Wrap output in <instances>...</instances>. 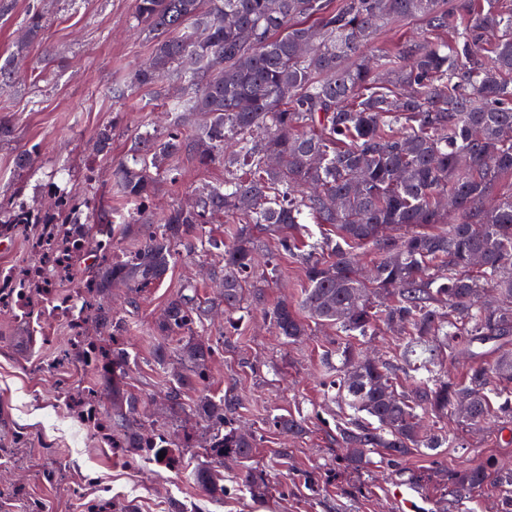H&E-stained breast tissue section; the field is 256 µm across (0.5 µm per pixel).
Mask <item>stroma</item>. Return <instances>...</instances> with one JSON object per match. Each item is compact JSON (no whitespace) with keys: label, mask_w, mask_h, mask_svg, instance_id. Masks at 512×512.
<instances>
[{"label":"stroma","mask_w":512,"mask_h":512,"mask_svg":"<svg viewBox=\"0 0 512 512\" xmlns=\"http://www.w3.org/2000/svg\"><path fill=\"white\" fill-rule=\"evenodd\" d=\"M135 0H0V63L22 53L19 76L0 83V117L11 120L13 131L0 140V198L20 195L34 207L50 202L51 186L78 196L95 194L120 208L122 200L112 176L124 161L135 136H163L168 110L165 82L130 87L132 74L150 56L153 39L135 18ZM38 19V33L29 43L20 38L30 17ZM112 126L110 159L92 152L96 133ZM31 151L35 161L21 169L16 157ZM176 182L162 183L154 199L165 209L193 201L204 183H219L224 168H207L180 160ZM211 256L181 257L159 285L141 294L137 307L123 304L124 289L112 294L127 322L123 335L137 361L129 372L132 390L151 400L165 401L169 378L154 362L153 324L167 300L186 280H196L198 295H217V283L200 277L211 267ZM278 279L265 290L264 305H248L231 343L211 365L207 390L222 395L231 390L242 405L239 420L259 431L254 464L265 473L268 494L234 493L215 503L188 481L185 471L148 463L129 464L119 450L77 421L60 397L92 387L94 379L72 365H54V340L65 334L57 317L44 318L42 332L50 344L30 346L29 329L13 316L0 315V448L7 449L0 465V512H24L35 501L43 512H86L88 502L105 499L133 502L137 512H433L443 500L442 488L423 490L406 485L403 474L379 467L372 453L369 471L348 465L345 449L330 436L344 403L328 397L323 385V357L336 348V333L313 328L301 343L288 345L274 336L263 308L281 297H301L303 277L295 259H277ZM293 415L306 419L300 436L274 432L266 418ZM26 441L13 447L16 434ZM468 449L447 448L449 467L464 456L495 455L512 466V442L498 432L496 421L466 433ZM53 470L46 479L45 470ZM318 471L319 492H312L304 474Z\"/></svg>","instance_id":"35a3bbf8"}]
</instances>
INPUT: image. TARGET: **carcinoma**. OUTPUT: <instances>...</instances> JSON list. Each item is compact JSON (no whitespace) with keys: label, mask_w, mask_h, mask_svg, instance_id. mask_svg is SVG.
Listing matches in <instances>:
<instances>
[{"label":"carcinoma","mask_w":512,"mask_h":512,"mask_svg":"<svg viewBox=\"0 0 512 512\" xmlns=\"http://www.w3.org/2000/svg\"><path fill=\"white\" fill-rule=\"evenodd\" d=\"M501 0H135L136 18L154 39L135 85L167 80L176 89L166 134H141L114 178L130 211L112 224V209L92 200L85 239L67 252L80 329L58 342L60 359L94 375L81 418L112 432L111 447L137 464L172 468L176 454L198 447L194 430L177 442L168 424L183 416L205 431L209 461L190 473L193 485L224 501V460L239 466L237 486L261 494L262 472L247 465L257 433L240 429L241 402L228 390L185 393L208 382L218 344L198 338L214 307L227 323L245 304L262 302L277 276L275 254L299 261L304 293L296 304L267 308L275 335L302 342L310 324L332 326L336 378L329 388L352 410L336 422V445L364 468L367 453L401 471L406 458L432 452L426 476L467 499L491 482L502 492L497 512H512V468L494 455L450 470L438 449L448 423L479 427L492 417L512 421V8ZM418 17L435 41L405 40L373 60L362 53L371 35L394 18ZM310 42L302 54L298 45ZM193 57L195 68L184 67ZM183 155L202 168L224 165V181L199 189L194 205L158 214L150 201L174 180ZM21 200L0 205V238L37 239L39 223L15 224ZM235 216L222 238L206 231L216 214ZM332 231L303 250L306 219ZM139 241L124 259L112 255L115 233ZM271 236L275 251L258 270L255 253ZM381 255L373 275L359 267L363 250ZM205 250L218 262L222 285L209 301L187 282L156 322L155 363L171 373L166 416L126 386L135 364L123 342L125 320L112 313V289L141 293L164 281L176 256ZM37 288L0 313L39 319ZM385 327L398 336L376 357L358 356L352 341ZM490 346L491 364L479 349ZM466 353L465 375L441 370ZM274 428L303 432L301 420L276 415ZM164 459H158L159 453Z\"/></svg>","instance_id":"cac0c4a2"}]
</instances>
